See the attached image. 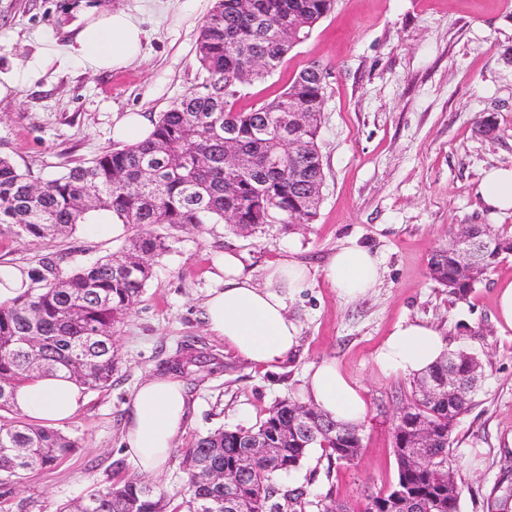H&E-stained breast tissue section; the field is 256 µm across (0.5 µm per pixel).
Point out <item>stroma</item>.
<instances>
[{"label":"stroma","instance_id":"stroma-1","mask_svg":"<svg viewBox=\"0 0 512 512\" xmlns=\"http://www.w3.org/2000/svg\"><path fill=\"white\" fill-rule=\"evenodd\" d=\"M105 4L137 18L142 54L98 71L71 59L66 33L78 2ZM214 0H0V155L37 177L71 159L115 148L117 116L156 118L189 91L204 88L195 60L200 25ZM328 67L319 146L326 175L316 220L267 224L243 234L224 224L181 232L154 267L145 294L118 326L112 385L89 391L60 431L77 451L21 482L0 480V512H58L96 487L143 476L170 497L183 492L182 453L203 434L250 427L278 401L301 395L311 364L336 361L367 403L363 448L352 462L310 449L287 480L311 501L359 505L397 476L392 428L410 398L412 379L378 368L375 356L397 323L434 327L450 349L481 358L485 380L453 433L461 512L481 503L504 470L512 471V328L498 321L500 284L512 281V255L464 299L428 274L432 251L461 224L512 231V210L485 206L477 193L485 171L512 167V0H337L334 11L288 56L281 70L254 83L247 109L281 92L310 62ZM495 125L492 138L480 120ZM357 242L381 261L378 283L358 298L337 295L323 268L337 248ZM120 240L81 225L49 244L0 230V261L59 271L108 255ZM246 257L256 283L267 264L293 253L312 278L288 302L299 345L277 371L252 366L212 336L203 303L215 253ZM204 353L210 365L185 364L177 376L191 410L163 467L140 474L122 445L132 395L147 377L167 372L179 355Z\"/></svg>","mask_w":512,"mask_h":512}]
</instances>
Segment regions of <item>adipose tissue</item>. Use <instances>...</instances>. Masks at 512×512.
Listing matches in <instances>:
<instances>
[{
  "mask_svg": "<svg viewBox=\"0 0 512 512\" xmlns=\"http://www.w3.org/2000/svg\"><path fill=\"white\" fill-rule=\"evenodd\" d=\"M69 45L72 57L96 69H115L137 58L145 32L139 21L122 10L104 8L83 13L74 24ZM215 283L204 303L209 332L223 339L239 357L266 370L276 369L294 351L298 327L288 315V301L310 281L309 267L287 254L266 267L264 284H256L241 256L232 250L214 257ZM340 296L355 298L380 278L378 258L350 244L333 253L324 270ZM446 344L438 332L417 322L397 324L376 356L385 370L417 374L437 361ZM304 399L329 418L346 424L363 422V394L335 361L312 365ZM82 389L64 375L41 376L17 388L15 402L28 418L59 423L83 404ZM189 399L183 382L169 374L152 376L136 390L125 422L123 444L130 459L146 472L158 471L186 425Z\"/></svg>",
  "mask_w": 512,
  "mask_h": 512,
  "instance_id": "1",
  "label": "adipose tissue"
}]
</instances>
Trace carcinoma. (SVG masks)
<instances>
[{"mask_svg": "<svg viewBox=\"0 0 512 512\" xmlns=\"http://www.w3.org/2000/svg\"><path fill=\"white\" fill-rule=\"evenodd\" d=\"M335 0H214L196 41L195 58L206 74L205 91H189L154 120L146 141L124 145L89 161L72 159L58 175L40 179L0 158V227L28 242L49 244L91 223L104 212L133 234L118 251L66 272L34 276L21 297L0 304V475L20 480L50 468L79 447L78 440L45 425H34L18 411L14 393L27 380L62 372L86 390L112 384L117 364L116 326L141 301L153 275V262L172 251L177 233L207 224L232 223L249 233L263 224H311L320 202L301 203L303 194L325 182L318 137L326 98V77L294 73L276 96L240 110L237 87L275 73L333 10ZM296 98L315 112L301 132L303 152L288 156L282 147L288 100ZM235 139L244 165H224V139ZM154 226L168 233L158 234ZM512 254V235L498 234L472 275L460 272L453 239L429 261V277L455 299L466 297L484 275ZM27 336L40 337L30 348ZM466 391L426 397L420 382L448 378ZM483 365L464 349L445 353L413 379L403 419L393 424L396 481L367 498L362 512H460L461 490L453 475L451 435L468 412L475 393L471 380ZM296 399L277 403L259 424L217 429L199 437L183 455L187 490L175 504L139 479L94 488L57 512H224V484L194 480L205 470H235L238 512H304L300 488L283 481L298 470L312 448L336 461L350 462L361 452L362 426L338 423L308 406L307 435L295 421ZM437 437L424 461L411 459L414 426ZM275 449L269 457L247 455L253 439ZM512 482L503 478L483 501L482 512H509Z\"/></svg>", "mask_w": 512, "mask_h": 512, "instance_id": "carcinoma-1", "label": "carcinoma"}]
</instances>
